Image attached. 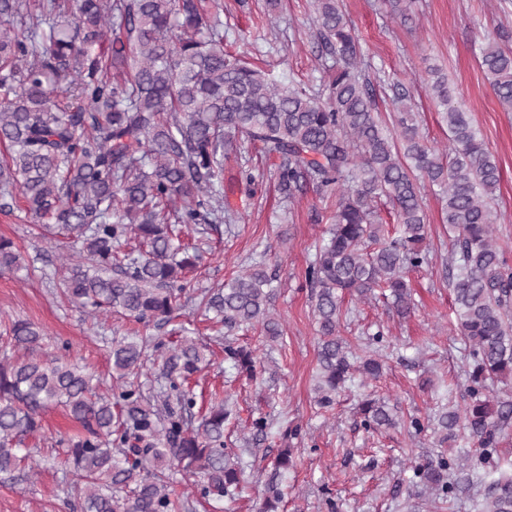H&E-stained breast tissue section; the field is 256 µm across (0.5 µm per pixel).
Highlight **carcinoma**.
Returning a JSON list of instances; mask_svg holds the SVG:
<instances>
[{
  "label": "carcinoma",
  "instance_id": "carcinoma-1",
  "mask_svg": "<svg viewBox=\"0 0 512 512\" xmlns=\"http://www.w3.org/2000/svg\"><path fill=\"white\" fill-rule=\"evenodd\" d=\"M321 54L332 61L317 91L269 78L224 50L220 4L201 0H0V195H21L50 234L82 244L84 261L65 268L63 294L88 314L117 312L137 323L168 322L182 308L187 284L178 271L196 267L194 253L175 244L183 229L240 219L224 191V153L249 145L276 160L283 198L315 188L336 198L328 237L305 270L318 327L317 404L328 409L356 370L339 334L345 296L388 293L399 316L414 307L406 274L429 264L421 189L439 188L453 232L452 275L457 328L469 344V402L434 418L445 447L462 428L478 450L470 459L484 512H512V475L501 472L497 448L512 426V400L487 399L489 384L512 380V265L496 245L493 206L500 171L470 112L448 79L431 70L428 83L448 127L449 151L429 145L405 97L384 128L374 88L362 76L364 52L340 0H314ZM502 109L512 112V50L495 40L477 54ZM391 206L383 222L378 202ZM131 238L145 251L120 255ZM25 268L12 241L0 240V270ZM275 274L262 266L210 289L200 305L224 326V355L251 380L252 352L230 340L259 325L283 337L270 315ZM14 357L0 360V473L30 459L27 436L42 416L63 409L84 433L67 440L60 464L80 478L79 512H196L203 503L238 494L243 472L224 448L231 411L212 403L200 431L189 429L196 397L189 381L207 360L205 348L153 336L112 340L117 385L97 395L94 376L72 358L43 352V334L28 320L10 328ZM165 380L147 397L137 378L147 361ZM365 430L396 425L393 408L373 398L361 404ZM272 424L252 422L258 445ZM293 467L282 450L266 472L258 512H278ZM452 463L441 456L415 469L440 499L455 495L443 480ZM198 477L195 494L171 498L177 475Z\"/></svg>",
  "mask_w": 512,
  "mask_h": 512
}]
</instances>
